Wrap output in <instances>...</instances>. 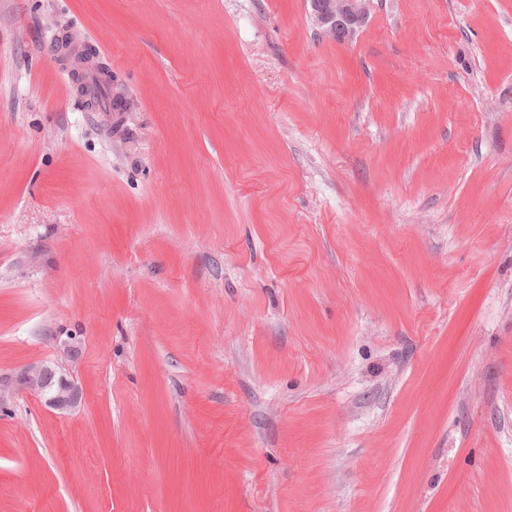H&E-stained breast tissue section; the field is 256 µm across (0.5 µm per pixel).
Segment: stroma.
Returning a JSON list of instances; mask_svg holds the SVG:
<instances>
[{
    "label": "stroma",
    "mask_w": 512,
    "mask_h": 512,
    "mask_svg": "<svg viewBox=\"0 0 512 512\" xmlns=\"http://www.w3.org/2000/svg\"><path fill=\"white\" fill-rule=\"evenodd\" d=\"M0 380V512H512V0H0ZM315 24L339 42L352 40L365 24L370 0H310ZM21 380L26 389L42 397L45 404L53 409L67 410L81 402L82 392L76 382L50 365L30 367Z\"/></svg>",
    "instance_id": "obj_1"
}]
</instances>
